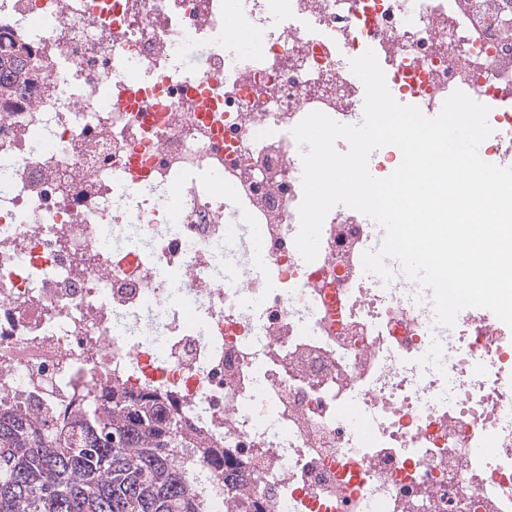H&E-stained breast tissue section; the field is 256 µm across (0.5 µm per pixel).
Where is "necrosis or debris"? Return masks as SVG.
Returning <instances> with one entry per match:
<instances>
[{
  "label": "necrosis or debris",
  "instance_id": "obj_1",
  "mask_svg": "<svg viewBox=\"0 0 512 512\" xmlns=\"http://www.w3.org/2000/svg\"><path fill=\"white\" fill-rule=\"evenodd\" d=\"M0 38L43 63L0 109L1 409L68 427L102 388L155 397L224 451L192 465L202 512H512V328L370 277L383 230L353 209L300 261L291 133L363 117L335 49L372 46L398 103H501L487 153L512 164V0H0Z\"/></svg>",
  "mask_w": 512,
  "mask_h": 512
}]
</instances>
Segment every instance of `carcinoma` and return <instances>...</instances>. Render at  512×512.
<instances>
[{"label":"carcinoma","mask_w":512,"mask_h":512,"mask_svg":"<svg viewBox=\"0 0 512 512\" xmlns=\"http://www.w3.org/2000/svg\"><path fill=\"white\" fill-rule=\"evenodd\" d=\"M31 56L23 44L0 51V80L17 97L37 66ZM163 412L117 391L68 429L0 412V512H198L177 456L194 448L222 466L221 451L162 422Z\"/></svg>","instance_id":"obj_1"}]
</instances>
